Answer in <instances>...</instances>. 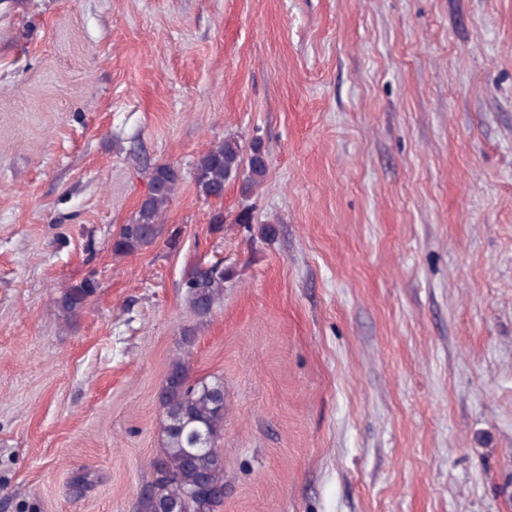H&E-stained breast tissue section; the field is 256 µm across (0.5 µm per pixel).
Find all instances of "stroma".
Listing matches in <instances>:
<instances>
[{"mask_svg":"<svg viewBox=\"0 0 512 512\" xmlns=\"http://www.w3.org/2000/svg\"><path fill=\"white\" fill-rule=\"evenodd\" d=\"M159 164L177 244L115 256ZM179 356L221 512H512V0H0V512H137ZM268 167V157L259 142L254 141L244 156L239 140L227 138L199 156L194 178L199 194L207 200L223 199L224 187L231 180L241 181V194L247 198L263 182ZM216 264L213 263L204 268H195L192 278L185 282L189 300L200 316H207L211 313L215 304L223 297L224 284L230 278V272L223 267L222 262L217 267L218 269L223 267L220 270L215 268L205 269ZM96 290L97 282L93 278H85L63 289L56 300L59 314L66 320L77 316L96 294Z\"/></svg>","mask_w":512,"mask_h":512,"instance_id":"1","label":"stroma"}]
</instances>
